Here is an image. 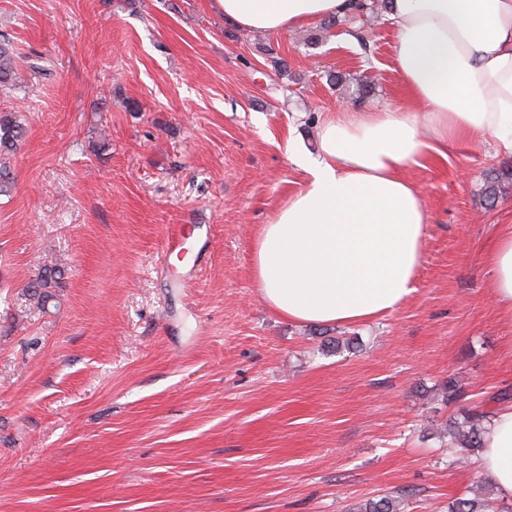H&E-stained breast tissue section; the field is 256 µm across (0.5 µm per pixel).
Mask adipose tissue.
Instances as JSON below:
<instances>
[{"instance_id": "adipose-tissue-1", "label": "adipose tissue", "mask_w": 512, "mask_h": 512, "mask_svg": "<svg viewBox=\"0 0 512 512\" xmlns=\"http://www.w3.org/2000/svg\"><path fill=\"white\" fill-rule=\"evenodd\" d=\"M238 27L280 34L345 14L350 0H214ZM395 62L406 94L336 113L303 187L261 226L251 275L266 305L296 324L361 325L414 292L427 212L405 177L429 152L493 138L512 155V0H391ZM496 305L512 315V228L486 258ZM478 466L512 497V403L488 420Z\"/></svg>"}]
</instances>
